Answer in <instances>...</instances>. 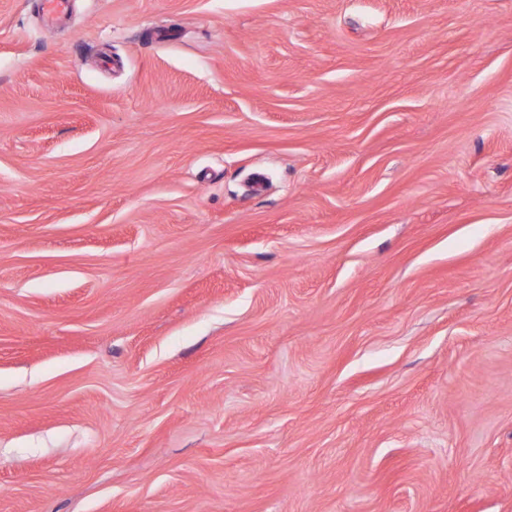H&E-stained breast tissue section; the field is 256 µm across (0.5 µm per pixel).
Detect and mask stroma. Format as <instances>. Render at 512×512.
Wrapping results in <instances>:
<instances>
[{"instance_id":"1","label":"stroma","mask_w":512,"mask_h":512,"mask_svg":"<svg viewBox=\"0 0 512 512\" xmlns=\"http://www.w3.org/2000/svg\"><path fill=\"white\" fill-rule=\"evenodd\" d=\"M0 0V512H512V0Z\"/></svg>"}]
</instances>
